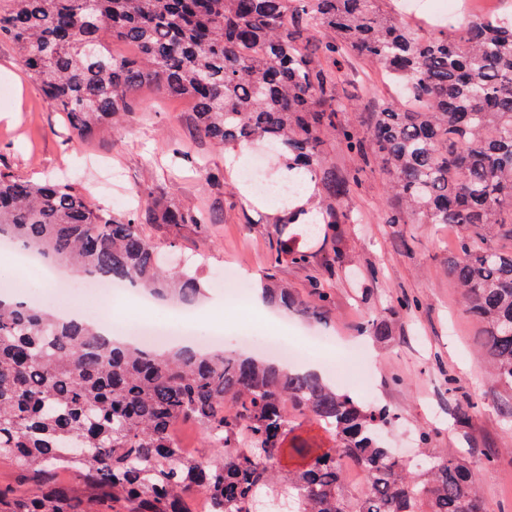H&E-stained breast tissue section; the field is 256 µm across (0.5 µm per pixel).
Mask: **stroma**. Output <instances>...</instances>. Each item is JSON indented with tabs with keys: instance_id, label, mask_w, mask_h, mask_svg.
I'll return each instance as SVG.
<instances>
[{
	"instance_id": "stroma-1",
	"label": "stroma",
	"mask_w": 512,
	"mask_h": 512,
	"mask_svg": "<svg viewBox=\"0 0 512 512\" xmlns=\"http://www.w3.org/2000/svg\"><path fill=\"white\" fill-rule=\"evenodd\" d=\"M0 83L11 96L0 102V168L32 181L68 179L80 184L90 199L115 215L126 216L128 197L150 191L167 204L201 209L210 215L205 226L149 224L148 238L172 251L181 267L205 283L208 297L196 317L206 332L214 315L224 321V351L242 352L237 328L256 334L287 330L302 340L325 337L330 360L342 369L336 387L355 397H369L392 416L389 441L400 456H410L420 431L430 432L431 451L453 448L464 453L479 472L478 493L487 512H512V390L495 383L476 349L479 330L466 313L460 292L448 274V260L461 230L447 224H388L395 203L387 192L389 179L379 168L366 169L345 198L346 217L335 235H311L315 198L283 203L258 194L238 171L246 152H221L201 139L188 103L163 97L155 88L139 93L121 125L95 141L79 139L61 113L42 98L14 46L0 41ZM336 90L347 106L345 117L366 130L367 115L391 94L375 64L345 60ZM224 180L223 189L211 185ZM303 208L300 219L284 233L307 252L304 265H274L270 256L275 225L285 208ZM244 276L250 293L274 280L288 285L302 301L313 284L328 288L331 300L321 319L263 307L261 312L238 310L229 274ZM65 285L46 287L19 265L0 263V285L22 297L41 291L59 304L74 298L66 272ZM415 300L408 313H394L397 299ZM99 313L114 324L129 327L135 320H164L168 302L154 301L150 310H131L119 300L91 299ZM386 320L389 337L363 333L371 320ZM468 399L479 407L469 421L458 415ZM496 462L485 468L484 454Z\"/></svg>"
}]
</instances>
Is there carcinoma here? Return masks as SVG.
Wrapping results in <instances>:
<instances>
[{
  "mask_svg": "<svg viewBox=\"0 0 512 512\" xmlns=\"http://www.w3.org/2000/svg\"><path fill=\"white\" fill-rule=\"evenodd\" d=\"M397 0H0V39L12 43L46 103L91 140L154 86L189 103L215 148L263 146L321 185L323 223H341L358 170L328 166L340 140L365 165L389 169L402 216L454 224L448 271L481 327L478 351L512 387V21L486 15L455 27L403 22ZM334 38L303 43L313 32ZM136 47L117 58L111 44ZM345 53L377 64L399 93L361 135L338 121L336 75ZM201 212L142 195L118 218L68 180L34 183L0 169V237L80 269L195 305L199 278L168 272L145 224H205ZM308 256L279 238L272 262ZM283 309L321 316L330 294L302 304L268 288ZM311 416L333 448L285 445L292 413ZM189 420L219 448L202 460L172 427ZM391 417L301 371L247 356L183 347L151 351L118 343L86 320L0 303V462L23 479L0 484V512H260L263 495L288 512H486L478 475L453 450L405 462L387 447ZM366 489L345 492V466ZM61 469L73 479L60 482Z\"/></svg>",
  "mask_w": 512,
  "mask_h": 512,
  "instance_id": "obj_1",
  "label": "carcinoma"
}]
</instances>
